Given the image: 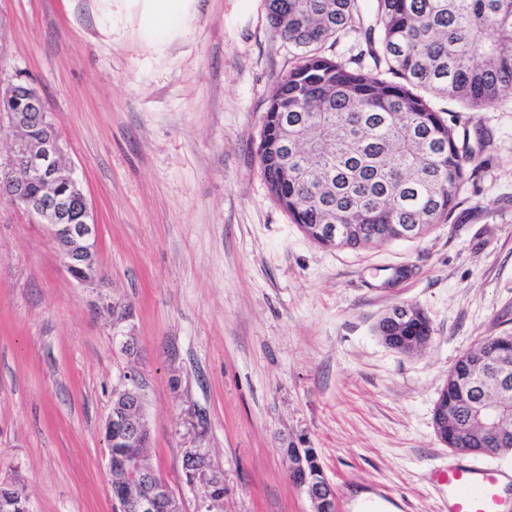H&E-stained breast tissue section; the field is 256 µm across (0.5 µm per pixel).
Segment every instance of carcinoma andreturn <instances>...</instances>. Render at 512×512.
I'll use <instances>...</instances> for the list:
<instances>
[{
  "label": "carcinoma",
  "mask_w": 512,
  "mask_h": 512,
  "mask_svg": "<svg viewBox=\"0 0 512 512\" xmlns=\"http://www.w3.org/2000/svg\"><path fill=\"white\" fill-rule=\"evenodd\" d=\"M377 27L366 29L375 68L318 52L361 26L358 0H267L273 33L301 49L298 63L267 100L259 165L273 200L302 232L318 241L315 225L345 226L347 241L366 247L388 241L378 224L413 228L448 221L473 175L472 154L431 105L448 97L468 109L512 102V0H376ZM311 155L269 149L283 133ZM376 335L430 336L426 314L398 326L380 318ZM498 341L488 336L464 353L443 396L448 433L459 447L486 450L487 436L471 420L476 387L490 406L512 409L494 386ZM115 462L144 453L122 441L108 445Z\"/></svg>",
  "instance_id": "carcinoma-1"
}]
</instances>
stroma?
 <instances>
[{
	"instance_id": "obj_1",
	"label": "stroma",
	"mask_w": 512,
	"mask_h": 512,
	"mask_svg": "<svg viewBox=\"0 0 512 512\" xmlns=\"http://www.w3.org/2000/svg\"><path fill=\"white\" fill-rule=\"evenodd\" d=\"M0 0V76L34 79L98 224V281L77 282L36 219L0 200V484L32 512H114L102 426L137 371L152 469L181 512H313L288 477L315 449L336 512H448L435 475L512 472L458 454L433 409L457 359L512 335V104L436 99L477 168L420 241L329 248L271 199L266 101L296 61L266 0ZM323 53L371 65L364 28ZM131 308L124 353L103 300ZM398 302L433 335L412 355L375 335ZM205 448L224 497L186 484Z\"/></svg>"
}]
</instances>
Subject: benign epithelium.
<instances>
[{"instance_id":"benign-epithelium-1","label":"benign epithelium","mask_w":512,"mask_h":512,"mask_svg":"<svg viewBox=\"0 0 512 512\" xmlns=\"http://www.w3.org/2000/svg\"><path fill=\"white\" fill-rule=\"evenodd\" d=\"M34 124L42 129V134L29 139L24 132ZM0 131L13 136L8 153H0V197L39 218L58 244L63 267L73 278L81 283L94 280L97 224L89 200L73 169L62 164L63 148L42 94L33 80L20 72L6 82L0 80ZM31 181L40 182L42 187L34 198L28 191ZM339 228L338 224H323L319 234L341 247L346 242L338 233ZM115 395L123 397L126 407L108 415L103 426L105 436H117L133 446L149 444L137 374L129 373ZM481 414L489 421L494 443L511 448L512 431L499 410L488 406ZM205 456L207 453L201 447L188 449L183 456V468L188 483L202 485L210 498L222 476L211 465H199ZM107 470L117 512H178L179 504L151 467L134 461L122 468L109 463ZM289 474L293 484L307 494L315 512H336V487L325 478L310 475V462L303 450L292 456ZM26 510L28 505L17 503L7 489L0 490V512Z\"/></svg>"}]
</instances>
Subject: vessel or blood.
Segmentation results:
<instances>
[{
  "instance_id": "b4317fda",
  "label": "vessel or blood",
  "mask_w": 512,
  "mask_h": 512,
  "mask_svg": "<svg viewBox=\"0 0 512 512\" xmlns=\"http://www.w3.org/2000/svg\"><path fill=\"white\" fill-rule=\"evenodd\" d=\"M507 473L483 467L455 464L438 473L447 489L448 512H500L502 487Z\"/></svg>"
}]
</instances>
